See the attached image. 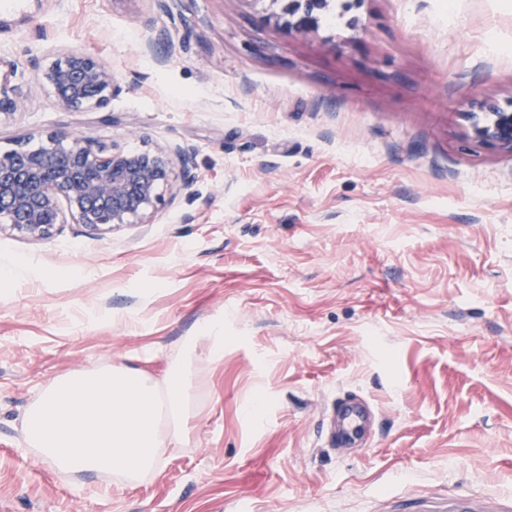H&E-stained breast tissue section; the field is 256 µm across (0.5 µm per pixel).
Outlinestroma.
<instances>
[{"label": "stroma", "mask_w": 512, "mask_h": 512, "mask_svg": "<svg viewBox=\"0 0 512 512\" xmlns=\"http://www.w3.org/2000/svg\"><path fill=\"white\" fill-rule=\"evenodd\" d=\"M23 3L0 12V152L189 146L195 180L149 224L0 232L21 268L0 277V512H512V154L462 118L512 101V0H361L301 34L271 0ZM61 49L112 68L107 108L39 86ZM219 313L224 356L155 473L76 478L27 445L51 379L130 356L161 376ZM347 394L375 422L338 449Z\"/></svg>", "instance_id": "35a3bbf8"}]
</instances>
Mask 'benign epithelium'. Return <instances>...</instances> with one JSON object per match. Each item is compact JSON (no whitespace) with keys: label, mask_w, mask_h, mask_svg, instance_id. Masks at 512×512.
<instances>
[{"label":"benign epithelium","mask_w":512,"mask_h":512,"mask_svg":"<svg viewBox=\"0 0 512 512\" xmlns=\"http://www.w3.org/2000/svg\"><path fill=\"white\" fill-rule=\"evenodd\" d=\"M288 29H316L327 0H271ZM39 84L50 87L63 112H91L108 106L116 76L97 55L61 51L41 67ZM16 107L14 88L0 83V117ZM471 140L512 154V110L488 99L463 113ZM193 149L160 147L136 152L95 138L59 131L41 147L0 154V229L8 226L33 239H46L64 223L63 211L93 231L124 224H148L164 201L163 189L181 178L191 184Z\"/></svg>","instance_id":"obj_1"}]
</instances>
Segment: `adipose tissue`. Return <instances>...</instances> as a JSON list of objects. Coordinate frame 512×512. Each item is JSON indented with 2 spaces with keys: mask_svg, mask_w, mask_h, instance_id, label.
I'll return each mask as SVG.
<instances>
[{
  "mask_svg": "<svg viewBox=\"0 0 512 512\" xmlns=\"http://www.w3.org/2000/svg\"><path fill=\"white\" fill-rule=\"evenodd\" d=\"M224 354V322L182 337L166 376L120 361L53 378L27 409L22 428L30 447L64 474L154 473L167 450L183 447L197 416L192 378L198 348Z\"/></svg>",
  "mask_w": 512,
  "mask_h": 512,
  "instance_id": "ef3b65f1",
  "label": "adipose tissue"
}]
</instances>
